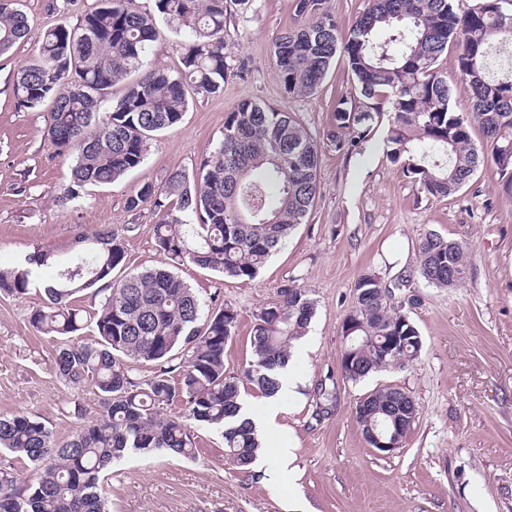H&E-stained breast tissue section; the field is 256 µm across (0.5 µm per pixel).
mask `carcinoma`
Returning <instances> with one entry per match:
<instances>
[{"label": "carcinoma", "mask_w": 512, "mask_h": 512, "mask_svg": "<svg viewBox=\"0 0 512 512\" xmlns=\"http://www.w3.org/2000/svg\"><path fill=\"white\" fill-rule=\"evenodd\" d=\"M512 0H481L463 14L455 0H372L345 33H340L328 0H295L304 19L282 32L273 59L290 97L319 91L336 55H342L354 92L336 102L329 141L349 153L370 134L371 124L391 115L387 156L402 173L435 198L458 193L485 155L473 139L479 128L490 143V160L512 193V70L497 78L490 67L494 42H512ZM157 14L136 0H99L75 26L47 30L14 79L21 107L50 101L47 135L62 153L74 155L72 179L61 200L80 197L89 186L112 183L140 166L153 137L180 122L187 94H214L233 65L224 52L227 0H155ZM185 32L181 66L150 63L159 36L156 16ZM380 30L385 41L376 40ZM27 35L20 0L0 4V54ZM458 46L456 67L469 82L470 111L459 112L438 69L448 44ZM121 87L120 94L112 89ZM318 189V147L288 112L252 100L239 102L224 122L219 147L188 172L176 169L160 185L146 184L126 201L137 210L153 206L159 215L157 250L174 264L193 263L235 279H252L311 211ZM193 215L196 222L187 217ZM74 259L62 261L51 249L25 257V266L0 271V293H27L38 271L47 302L30 314L40 333L62 339L54 370L71 386L90 383L100 412L59 441L41 421L26 414L0 417V450L25 458L36 472L20 479L12 464L0 462V512H106L105 473L130 453L166 451L193 458V429L221 431L224 454L247 470L261 444L253 427L237 424L240 382L264 395L278 389L275 370L290 358L293 343L306 335L315 313L308 292L283 284L278 299L254 316L252 360L243 378L228 376L224 355L236 333L238 313L229 306L204 312L198 295L172 271H129L125 249L111 231L78 239ZM418 276L430 286L455 288L466 278L468 249L436 233L420 241ZM387 285L365 275L357 288H385L356 300L348 318L356 334L387 344L401 337L396 355L350 354L346 379L401 366L420 353L415 324L390 303ZM104 283L101 306L90 313L76 305L78 294ZM93 326L95 339L76 340ZM148 362L153 375L133 377L130 362ZM399 391L369 392L380 408L391 407ZM179 403L181 412L161 409Z\"/></svg>", "instance_id": "1"}]
</instances>
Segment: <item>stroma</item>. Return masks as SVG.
<instances>
[{
  "label": "stroma",
  "instance_id": "1",
  "mask_svg": "<svg viewBox=\"0 0 512 512\" xmlns=\"http://www.w3.org/2000/svg\"><path fill=\"white\" fill-rule=\"evenodd\" d=\"M95 0H23L28 35L0 55V268L19 267L37 248L77 251L82 232L105 227L120 238L128 269L156 267L159 220L151 205L131 211L127 198L189 169L223 139L229 112L243 100L291 113L319 151L313 210L251 280L227 278L192 264L178 275L205 308L238 313L224 368L241 376L252 358L254 316L277 299L281 285L305 288L316 303L309 332L293 362L302 383L281 415L296 440L288 475L268 484L274 456L239 471L220 433L195 432V458L163 452L132 456L107 473L108 512H512V196L493 167L478 170L455 195L436 199L387 156L389 121L380 118L353 153L328 140L337 98L351 90L345 58H336L320 90L288 97L273 66L272 44L299 25L295 0H250L236 6L224 31L238 71L221 92L194 96L181 121L150 144L144 163L112 184L72 201L58 196L74 158L57 154L46 136L49 105L18 106L14 77L45 31L75 25ZM433 232L469 250L464 282L436 288L422 279L396 290L393 302L417 326L422 348L404 367L361 382L341 372L342 322L363 275L383 280L419 264L418 246ZM45 301L42 288L0 294V416L26 413L63 440L96 416L92 385L66 384L53 369L54 338L29 317ZM336 389L327 413L316 412L318 385ZM410 393L419 414L402 448L382 455L367 446L355 420L362 396L380 386Z\"/></svg>",
  "mask_w": 512,
  "mask_h": 512
}]
</instances>
